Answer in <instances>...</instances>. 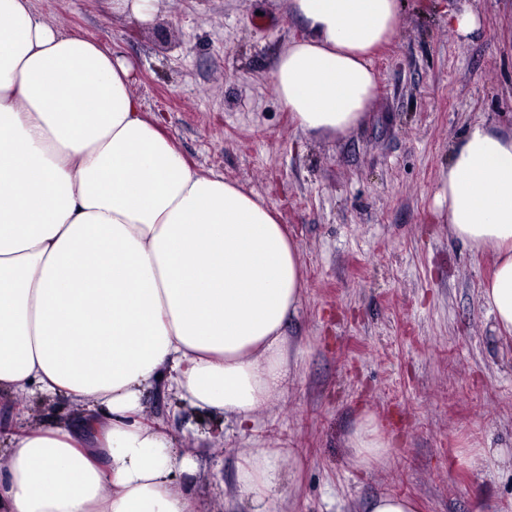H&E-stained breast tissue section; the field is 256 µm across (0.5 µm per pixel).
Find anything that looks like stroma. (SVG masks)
Masks as SVG:
<instances>
[{"mask_svg":"<svg viewBox=\"0 0 512 512\" xmlns=\"http://www.w3.org/2000/svg\"><path fill=\"white\" fill-rule=\"evenodd\" d=\"M404 3L373 59L368 118L335 139L304 135L270 79L305 33L284 0H162L147 22L111 0H32L64 33L130 60L134 93L185 158L258 193L298 245L294 373L254 437L213 438L212 419L162 390L143 399L194 461L179 480L207 512H225L239 451L254 445L293 451L286 512H359L382 491L424 512H512V347L481 301L492 258L453 238L442 197L467 125L512 127V0ZM461 7L482 18L466 37L447 21ZM367 413L397 445L360 472L343 438Z\"/></svg>","mask_w":512,"mask_h":512,"instance_id":"stroma-1","label":"stroma"}]
</instances>
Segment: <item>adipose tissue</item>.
Instances as JSON below:
<instances>
[{
    "instance_id": "ef3b65f1",
    "label": "adipose tissue",
    "mask_w": 512,
    "mask_h": 512,
    "mask_svg": "<svg viewBox=\"0 0 512 512\" xmlns=\"http://www.w3.org/2000/svg\"><path fill=\"white\" fill-rule=\"evenodd\" d=\"M0 0V398L39 394L74 422L16 418L0 512H202L192 461L142 413L164 388L238 434L283 389L304 283L295 241L256 193L189 163L133 92V69ZM308 35L270 74L303 133L347 135L377 94L371 59L400 0H287ZM452 234L492 266L482 299L512 344V129L468 125L443 175ZM354 469L394 440L373 415ZM281 450L240 455L228 499L269 512Z\"/></svg>"
}]
</instances>
